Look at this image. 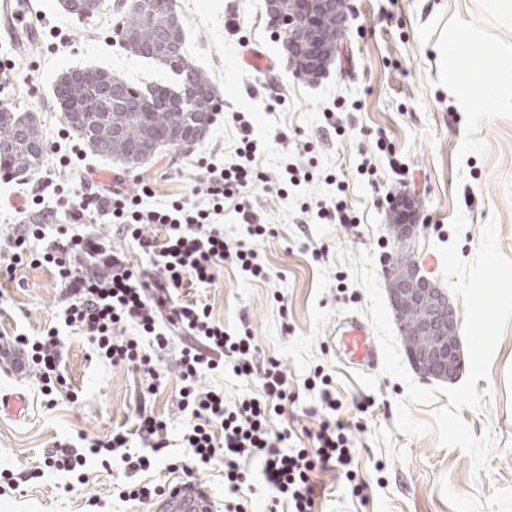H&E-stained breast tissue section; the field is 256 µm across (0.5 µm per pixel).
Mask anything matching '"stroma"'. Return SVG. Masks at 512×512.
<instances>
[{
    "label": "stroma",
    "mask_w": 512,
    "mask_h": 512,
    "mask_svg": "<svg viewBox=\"0 0 512 512\" xmlns=\"http://www.w3.org/2000/svg\"><path fill=\"white\" fill-rule=\"evenodd\" d=\"M355 9L341 39V51L318 80L297 77L267 12L266 0H175L189 59L216 85L218 113L203 139L180 151L158 150L149 162L128 166L85 148L66 125L52 90L69 70L109 71L129 84L172 86L167 67L127 52L117 28L122 0H102L98 13L81 18L60 0H32L40 40L35 54L16 51L0 33V105L38 118L46 143L43 167L67 189L76 180L73 157L95 169L104 185L113 177L135 191L139 178L153 182L154 203L188 196L201 180V159L237 162L236 115L251 121L258 142L255 167L271 178L282 169L305 174L285 194L255 183L243 194L272 232L256 245L267 278L243 272L233 259L217 269L214 285L190 290L208 303L212 317L235 335L250 329L259 361L277 359L296 401L272 417L270 428L292 431V442L315 448L321 421L330 418L317 391L307 386L314 370L333 378L340 419L352 426L353 462L364 497L352 496L344 477L314 471L324 494L314 512H512V452L474 472L463 450L439 444L434 433L396 431L395 402L406 388L384 376L377 390L359 385L336 357L335 327L342 315H361L365 290L336 258L338 248L368 250L377 274H384L399 248L388 231L394 206L415 193L424 228L414 257L424 274L441 283L437 248L452 238L450 221L463 211L470 225L460 254L471 258L479 225L497 217L496 244L512 258V105L483 89L469 102L457 98L437 49L458 20L512 51V26L500 24L477 0H350ZM39 173L0 174V231L38 222L22 206ZM345 201L357 221L339 223L332 214ZM63 307L59 285L44 267L16 269L0 289V336L35 337L56 324ZM62 372L66 385L46 402L36 379L0 368V395L23 396L20 415L0 413V512H150L144 502H126L122 486L137 479L161 485L198 482L224 508V463L194 470L182 443L187 422L179 406L180 376L175 354L164 356L163 385L153 408L168 423L169 457L151 470L130 475L119 460H87L86 480L45 468L46 452L78 434L101 438L132 424L145 387L142 374L98 361L91 344L66 335ZM486 394L478 410L461 415L474 435L490 430L512 440V317L499 337ZM77 399H70V392ZM248 479L234 495L243 512H270L273 491L260 461L247 462Z\"/></svg>",
    "instance_id": "obj_1"
}]
</instances>
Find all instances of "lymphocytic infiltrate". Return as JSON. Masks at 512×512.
Returning a JSON list of instances; mask_svg holds the SVG:
<instances>
[{
    "mask_svg": "<svg viewBox=\"0 0 512 512\" xmlns=\"http://www.w3.org/2000/svg\"><path fill=\"white\" fill-rule=\"evenodd\" d=\"M238 127V163L226 168L207 163L192 200L147 207L143 201L153 193L149 181L139 180L137 190L130 192L118 183L105 186L87 167L77 172L76 191L60 202L69 228L50 237L43 225L26 224L0 237V274L12 276L24 264L49 266L65 302L60 326L48 327L41 336H0V360L29 371L41 382L44 394L52 395L56 382L63 379L66 342L61 330L66 327L84 336L98 359L142 373L151 395L161 384L158 365L163 353L178 348L183 382L179 404L188 420L182 442L195 462L205 466L223 455L224 483L235 492L247 480L241 460H261L266 483L288 512H312L318 496L311 480L314 469L343 472L353 496L365 491L356 480L348 424L337 418L324 420L315 436V451L290 447L287 432L269 429L271 417L282 415L292 399L279 363L273 360L256 369L250 331L229 335L212 318L205 301L185 302L180 297L181 289L213 285L218 264L230 256L251 276L265 274L254 244L270 229L257 222L239 195L266 176L252 163L257 144L251 124L242 120ZM229 200L251 237L250 242L233 247L225 242L221 225ZM99 224L115 231L119 245L97 234ZM155 226L163 228V235L152 234ZM132 249L143 256V263L129 258ZM227 365L236 376L257 378L258 396L230 403L223 388L199 387L202 373L218 372ZM167 428L165 420L142 406L132 429L112 431L105 439L91 440L85 449L56 443L44 464L73 473L93 455L106 462L119 459L134 474L146 472L166 452ZM134 434L149 441L150 454L131 452L128 443Z\"/></svg>",
    "mask_w": 512,
    "mask_h": 512,
    "instance_id": "lymphocytic-infiltrate-1",
    "label": "lymphocytic infiltrate"
}]
</instances>
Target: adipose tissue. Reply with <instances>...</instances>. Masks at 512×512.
Returning a JSON list of instances; mask_svg holds the SVG:
<instances>
[{
  "label": "adipose tissue",
  "mask_w": 512,
  "mask_h": 512,
  "mask_svg": "<svg viewBox=\"0 0 512 512\" xmlns=\"http://www.w3.org/2000/svg\"><path fill=\"white\" fill-rule=\"evenodd\" d=\"M466 51L481 54L488 60V67L465 73L458 71L455 60ZM441 57L448 68V83L461 101H468L472 88L477 85L492 94L512 98V57L498 43L479 35L470 22L456 23L441 49Z\"/></svg>",
  "instance_id": "adipose-tissue-1"
}]
</instances>
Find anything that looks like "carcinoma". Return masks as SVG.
Masks as SVG:
<instances>
[{
  "label": "carcinoma",
  "instance_id": "cac0c4a2",
  "mask_svg": "<svg viewBox=\"0 0 512 512\" xmlns=\"http://www.w3.org/2000/svg\"><path fill=\"white\" fill-rule=\"evenodd\" d=\"M136 2L129 0L126 5L125 22L120 30L125 49L137 57L175 69V73L181 76V82L192 84L204 95L202 100L178 106L170 97L172 88L167 87L165 108L158 112H138L137 104L151 98L160 88L153 86L144 91L124 84L122 94L112 98L109 117L97 124L85 139L90 148L100 154L124 160L132 157L137 163L144 164L146 160L141 158L138 148L145 140L153 139L158 130L167 131L174 140L183 137L199 139L206 127L198 125V117L202 112L213 110L215 95L214 81L208 73L189 62L184 53L175 59L168 57L159 42V37L169 30L179 43H184L181 26L171 25V14L175 13L173 0H153L148 10L136 6ZM103 78L109 80L105 88H112L116 77L102 69H93L88 71L84 80L71 83L54 95L71 100L80 107L87 103L93 108L95 103L89 85ZM20 118L18 112H0V144L7 147L6 152L0 153V170L5 173L34 171L41 166L44 156V152L39 150L42 144L39 129L22 126Z\"/></svg>",
  "mask_w": 512,
  "mask_h": 512
}]
</instances>
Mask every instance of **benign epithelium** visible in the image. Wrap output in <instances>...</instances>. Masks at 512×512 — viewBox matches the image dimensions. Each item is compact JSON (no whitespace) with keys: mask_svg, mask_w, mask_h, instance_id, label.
<instances>
[{"mask_svg":"<svg viewBox=\"0 0 512 512\" xmlns=\"http://www.w3.org/2000/svg\"><path fill=\"white\" fill-rule=\"evenodd\" d=\"M62 4L72 13L89 16L97 12L100 0H62ZM269 7L280 17L279 29L288 51L305 57L311 73L325 72L340 53V44L331 45L324 39V22L335 21L336 35H341L348 20V0H291L286 13L279 10L278 0H269ZM418 228L412 211L403 212L391 225L403 244ZM387 277L392 307L413 367L425 379L455 380L462 368L461 336L447 293L421 275L413 261L393 264ZM413 310L420 315L410 320L408 314Z\"/></svg>","mask_w":512,"mask_h":512,"instance_id":"benign-epithelium-1","label":"benign epithelium"}]
</instances>
